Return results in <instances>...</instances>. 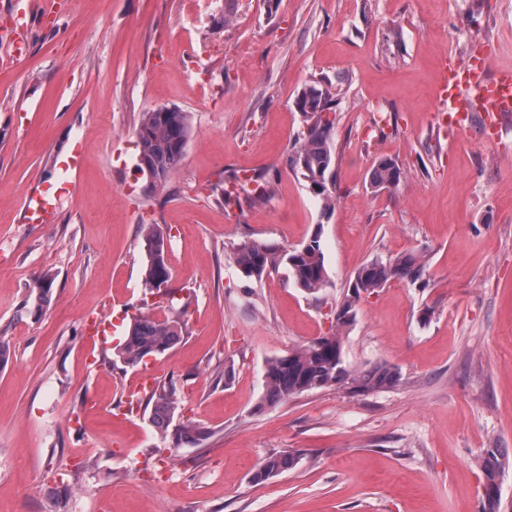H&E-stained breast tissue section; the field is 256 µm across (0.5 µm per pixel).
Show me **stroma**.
Here are the masks:
<instances>
[{
  "mask_svg": "<svg viewBox=\"0 0 512 512\" xmlns=\"http://www.w3.org/2000/svg\"><path fill=\"white\" fill-rule=\"evenodd\" d=\"M17 70L0 72V512H482L484 449L512 453V118L436 125L442 62L473 49L512 66V0H54ZM213 47L210 55L200 46ZM194 50L184 62L186 50ZM336 100V206L287 165L295 101ZM189 112L165 189L137 173L143 112ZM82 157L55 224L24 219ZM380 157L398 190L372 192ZM271 177L263 198H220L229 174ZM160 225L176 291L146 295L142 227ZM320 235L330 284L278 270L246 279L244 240ZM425 256V285L363 296L347 362L385 364L392 388H324L260 407L268 363L335 331L334 308L375 258ZM51 274L50 301L27 295ZM435 313L422 322L425 307ZM180 310L187 333L140 371L170 380L180 418L208 430L176 448L150 412L124 411L113 349L132 316ZM299 462L256 484L269 454ZM404 171L399 164L388 157L376 159L369 174V185L374 191L397 189L404 181Z\"/></svg>",
  "mask_w": 512,
  "mask_h": 512,
  "instance_id": "stroma-1",
  "label": "stroma"
}]
</instances>
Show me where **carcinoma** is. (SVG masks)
Wrapping results in <instances>:
<instances>
[{"label": "carcinoma", "instance_id": "carcinoma-1", "mask_svg": "<svg viewBox=\"0 0 512 512\" xmlns=\"http://www.w3.org/2000/svg\"><path fill=\"white\" fill-rule=\"evenodd\" d=\"M296 107L303 116L304 127L287 158L291 168L306 183L322 184L315 194L325 211L334 210L335 199L328 179L334 177L336 156L332 143L335 100L331 89L310 85L298 95ZM192 132L191 117L187 112H155L142 115L136 132V148L164 181L181 163ZM404 171L388 157L376 159L369 174V185L374 191L393 190L404 181ZM146 264L142 285L149 294H155L158 280L171 278L165 262L163 230L151 225L145 229ZM233 261L246 278L260 280L273 270L284 267L295 285L307 294H315L329 285L320 238L314 236L293 250H283L263 241H244L234 248ZM426 264L422 257L408 253L383 261L373 259L355 273L351 290L336 305L334 320L336 334L329 339L315 340L288 355L270 361L265 371L263 406H277L305 392L329 387L345 388L353 393H369L392 388L400 382L399 372L386 365L359 368L348 364L343 352L342 333L356 319V305L363 294H373L392 280L413 284L422 280ZM41 287L32 288L28 299L41 310L48 302L52 278H40ZM184 336L179 316L158 320L149 315L133 317L116 357L127 367H134L148 356L161 355ZM146 404L151 406L152 422L160 431L172 432L175 445H198L208 431L193 423H182L171 428L178 410L175 385L168 381L156 384ZM298 464V456L281 451L268 455L254 471L251 480L260 483L290 471ZM509 466L504 448H486L480 461L483 473L484 512H500L501 494L496 480Z\"/></svg>", "mask_w": 512, "mask_h": 512}]
</instances>
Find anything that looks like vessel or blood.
Instances as JSON below:
<instances>
[{"mask_svg":"<svg viewBox=\"0 0 512 512\" xmlns=\"http://www.w3.org/2000/svg\"><path fill=\"white\" fill-rule=\"evenodd\" d=\"M32 15L11 11L0 13V41L8 52L0 56V65L20 62L31 32ZM487 54L472 55L466 66H443L438 90V116L443 130L459 135L466 129L471 113H479L484 127L497 132L505 113L512 112V69L490 68ZM60 217L58 200L46 194H34L27 201L25 218L31 224H51Z\"/></svg>","mask_w":512,"mask_h":512,"instance_id":"obj_1","label":"vessel or blood"}]
</instances>
